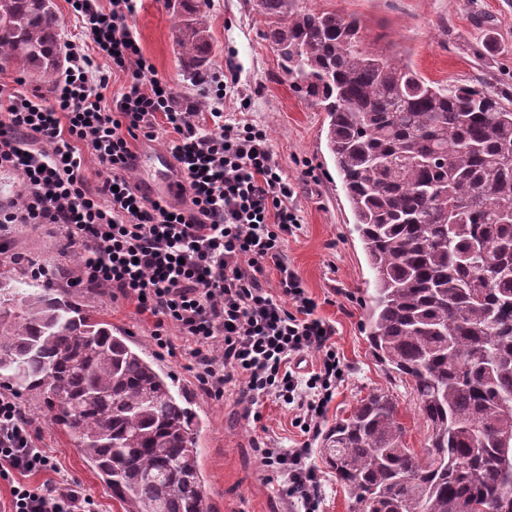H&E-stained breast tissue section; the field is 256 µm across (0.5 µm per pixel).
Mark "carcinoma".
Here are the masks:
<instances>
[{
  "label": "carcinoma",
  "mask_w": 512,
  "mask_h": 512,
  "mask_svg": "<svg viewBox=\"0 0 512 512\" xmlns=\"http://www.w3.org/2000/svg\"><path fill=\"white\" fill-rule=\"evenodd\" d=\"M256 3L293 90L326 113L375 274L365 330L430 431L420 456L393 396L372 393L327 429L328 466L358 512H512V93L430 82L368 49L355 16ZM199 14L178 0L195 82L212 57ZM57 27L44 0H0V60L53 82ZM0 388L43 400L125 512H211L187 393L81 289L0 267Z\"/></svg>",
  "instance_id": "1"
}]
</instances>
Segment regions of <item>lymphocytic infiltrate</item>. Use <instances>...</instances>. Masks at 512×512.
<instances>
[{
  "label": "lymphocytic infiltrate",
  "instance_id": "obj_1",
  "mask_svg": "<svg viewBox=\"0 0 512 512\" xmlns=\"http://www.w3.org/2000/svg\"><path fill=\"white\" fill-rule=\"evenodd\" d=\"M94 52L69 46L68 65L52 96L24 90L23 79L0 84V171L20 179L0 201V239L19 224H50L61 253L81 260L77 283L106 288L135 302L152 319L159 348L190 361L203 393L223 399L230 383L252 414L274 398L295 411V425L315 432L346 366L336 330L316 313L283 242L300 230L295 184L284 177L260 125L200 114L196 102H177L153 74L128 24L137 0H71ZM123 73L112 105L98 58ZM168 138L178 176L173 198L142 193L130 174L137 142ZM102 166L96 182L87 159ZM274 269L276 288L264 273ZM177 336H169L167 325ZM316 355L311 371L293 360ZM253 447L282 480L290 512H319L321 477L308 463L309 444ZM33 418L0 393V479L10 484L7 512H99L67 478L32 486L29 476L56 471Z\"/></svg>",
  "mask_w": 512,
  "mask_h": 512
}]
</instances>
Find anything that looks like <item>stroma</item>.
<instances>
[{
    "label": "stroma",
    "instance_id": "stroma-1",
    "mask_svg": "<svg viewBox=\"0 0 512 512\" xmlns=\"http://www.w3.org/2000/svg\"><path fill=\"white\" fill-rule=\"evenodd\" d=\"M213 43L212 70L227 60L238 67L239 83L224 100L202 96L201 85L184 76L174 42V19L165 0H139L129 18L143 55L157 78L166 80L178 100L197 101L201 111L219 108L230 118L245 115L263 126L284 176L297 187L294 201L302 229L284 243V251L318 304V316L336 327V350L348 375L321 421L329 427L346 416L356 401L377 389L398 399L407 447L423 448L429 430L420 416L410 384L395 380L376 361L363 330L366 299L374 274L353 230V215L326 145L324 115L302 100L278 65L264 37L267 20L254 0H197ZM316 11H334L361 18L369 48L401 58L428 80L442 84L484 82L512 90V0H302ZM248 110H241V98ZM9 252L19 258L43 260L58 249L53 228L17 225ZM88 304L103 309L114 328L124 331L143 353L171 374L186 390L199 420V464L202 488L213 512H284L280 478L265 472L253 450L256 435L291 448L309 442L311 464L323 478L321 512H356L348 491L336 480L319 452L320 437L304 438L294 424L295 413L274 400L262 401L260 421L244 417L236 402V385L223 399L201 391L189 362L160 349L152 326L132 305L113 300L103 288L85 286ZM42 436V445L62 474L92 497L100 512H122L97 472L84 460L73 439L51 426L44 409L27 402Z\"/></svg>",
    "mask_w": 512,
    "mask_h": 512
}]
</instances>
